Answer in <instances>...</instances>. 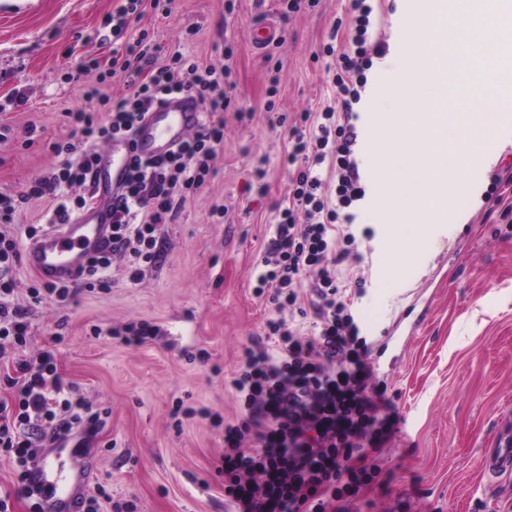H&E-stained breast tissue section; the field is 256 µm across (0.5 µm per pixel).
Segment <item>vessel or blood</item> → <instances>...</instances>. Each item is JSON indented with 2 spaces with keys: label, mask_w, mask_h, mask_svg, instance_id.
Instances as JSON below:
<instances>
[{
  "label": "vessel or blood",
  "mask_w": 512,
  "mask_h": 512,
  "mask_svg": "<svg viewBox=\"0 0 512 512\" xmlns=\"http://www.w3.org/2000/svg\"><path fill=\"white\" fill-rule=\"evenodd\" d=\"M278 38L277 26L269 19L251 30L254 49L269 48ZM203 120L196 97L178 95L152 108L129 137L112 139L102 155L92 181L106 195V202L85 211L65 224L51 225L23 249L26 266L43 282L64 283L101 249L110 236V197L123 187L126 167L133 156L159 157L174 151ZM483 467L493 474H512V445L503 444L487 455ZM35 482L45 500V512H76L81 487L86 481L79 465L63 470L49 454H42L32 467Z\"/></svg>",
  "instance_id": "1"
}]
</instances>
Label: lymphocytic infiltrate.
I'll return each mask as SVG.
<instances>
[{"mask_svg": "<svg viewBox=\"0 0 512 512\" xmlns=\"http://www.w3.org/2000/svg\"><path fill=\"white\" fill-rule=\"evenodd\" d=\"M374 7L353 0L350 49L334 76L337 107H326L312 135L296 131L290 160L302 165L291 178L289 204L280 213L254 292L275 307L263 336L244 348L231 387L241 411L224 424V500L232 512H346L379 483L371 456L390 436L398 413L385 386L373 383L371 341L363 336L353 300L338 285L340 267L357 255L353 226L365 196L355 158L353 110L367 83L366 72L386 49L371 39ZM112 70L124 74L126 95L113 100L106 121L79 110L70 119L89 149L66 144L70 158L36 179L27 195L55 197L49 221L67 223L86 198L69 200L62 187L84 184L100 155L97 142L131 135L145 113L175 94L205 103L208 119L168 156L133 157L119 195L112 199V247L92 258L86 277L127 262L130 280L161 258L158 232L176 205L213 172L224 142L218 112L229 107L230 64L202 65L174 51L157 65L147 34L112 50ZM329 164L334 197H326L318 172ZM17 212L13 196L0 193V360L10 359L12 401H0V451L14 462L18 487L35 497L30 466L48 437L84 425L96 429L100 412L66 393L55 349L27 351V312L13 300V270L19 260L6 227ZM314 317L319 332L306 336L299 319Z\"/></svg>", "mask_w": 512, "mask_h": 512, "instance_id": "f902f5d3", "label": "lymphocytic infiltrate"}]
</instances>
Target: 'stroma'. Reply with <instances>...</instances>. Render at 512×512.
<instances>
[{
  "mask_svg": "<svg viewBox=\"0 0 512 512\" xmlns=\"http://www.w3.org/2000/svg\"><path fill=\"white\" fill-rule=\"evenodd\" d=\"M121 0H0V193L23 200L20 221L46 229L49 199H30L36 179L58 167L55 145L80 144L68 112L100 110L119 96L109 76L112 15ZM352 0H172L169 13L144 7L129 36L148 32L159 59L181 51L206 64L232 48L235 84L224 111L215 173L161 226L162 259L133 282L114 260L102 286L53 304L36 303L38 277L17 265L14 300L28 311V351L57 344L66 387L105 412L83 451L87 495L99 512H229L224 420L238 405L230 381L239 356L273 312L253 292L257 267L290 193L288 152L302 113L335 106L337 53L348 46ZM273 18L279 39L253 49V22ZM96 74L74 78L77 63ZM97 99H88L91 88ZM485 188L505 177L503 203L480 202L467 221L435 235L437 252L400 271L387 262L388 227L370 199L358 202L366 277L356 301L362 333L399 338L394 360L375 372L399 415L377 459L382 481L350 512H512V489L481 458L512 435V128ZM147 323L156 336L125 344L118 330ZM183 414H176V407Z\"/></svg>",
  "mask_w": 512,
  "mask_h": 512,
  "instance_id": "1",
  "label": "stroma"
}]
</instances>
